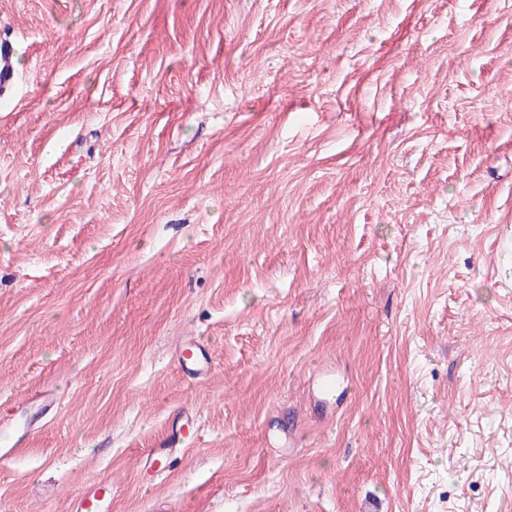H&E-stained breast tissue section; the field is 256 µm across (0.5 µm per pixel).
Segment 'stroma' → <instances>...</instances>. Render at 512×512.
Masks as SVG:
<instances>
[{
	"mask_svg": "<svg viewBox=\"0 0 512 512\" xmlns=\"http://www.w3.org/2000/svg\"><path fill=\"white\" fill-rule=\"evenodd\" d=\"M1 41L0 512H512V0H0ZM178 363L184 374L196 379L203 378L211 369L207 352L193 341L181 346L178 353ZM110 489V484H92L86 487L72 499L71 512H108V506L112 502Z\"/></svg>",
	"mask_w": 512,
	"mask_h": 512,
	"instance_id": "stroma-1",
	"label": "stroma"
}]
</instances>
